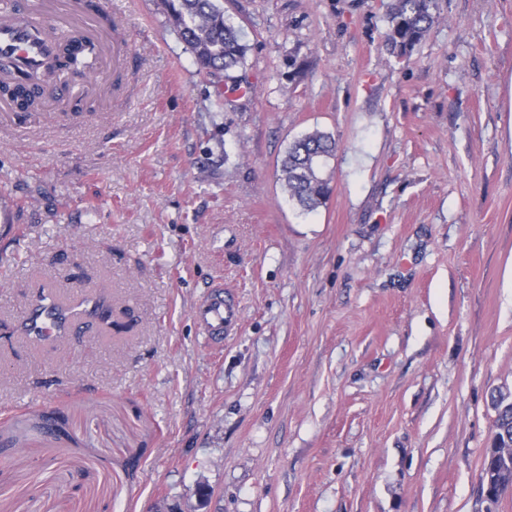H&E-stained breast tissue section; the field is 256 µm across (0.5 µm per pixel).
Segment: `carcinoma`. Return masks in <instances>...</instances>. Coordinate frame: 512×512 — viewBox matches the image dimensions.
Here are the masks:
<instances>
[{"mask_svg": "<svg viewBox=\"0 0 512 512\" xmlns=\"http://www.w3.org/2000/svg\"><path fill=\"white\" fill-rule=\"evenodd\" d=\"M174 26L194 56L197 65L208 71L229 74L245 64L246 45L240 30L224 16L217 0H164ZM389 30L385 46L396 58L408 55L436 24V0H390L387 6ZM334 139L313 131L293 140L280 165V180L288 198L305 212H313L326 202L328 180L321 169L333 156ZM496 411L494 428L500 436L512 434V397L500 392L492 398ZM512 455L485 454L481 471L495 480Z\"/></svg>", "mask_w": 512, "mask_h": 512, "instance_id": "carcinoma-1", "label": "carcinoma"}]
</instances>
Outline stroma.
<instances>
[{"mask_svg": "<svg viewBox=\"0 0 512 512\" xmlns=\"http://www.w3.org/2000/svg\"><path fill=\"white\" fill-rule=\"evenodd\" d=\"M135 61L80 112L0 117V512H485L512 393V0H219L248 46L200 72L162 0H95ZM337 147L283 192L289 143ZM238 299L222 345L195 320ZM104 294L54 347L33 294ZM62 412L68 437L38 430ZM436 8V0H391L385 39L389 53L396 58L408 55L438 22ZM335 149L334 139L316 130L293 140L281 160L283 190L305 212H313L326 202L329 186L321 169ZM492 406L496 411V419L494 422V428L499 436L511 435L512 434V399L510 396L498 392L497 395L492 398Z\"/></svg>", "mask_w": 512, "mask_h": 512, "instance_id": "obj_1", "label": "stroma"}]
</instances>
